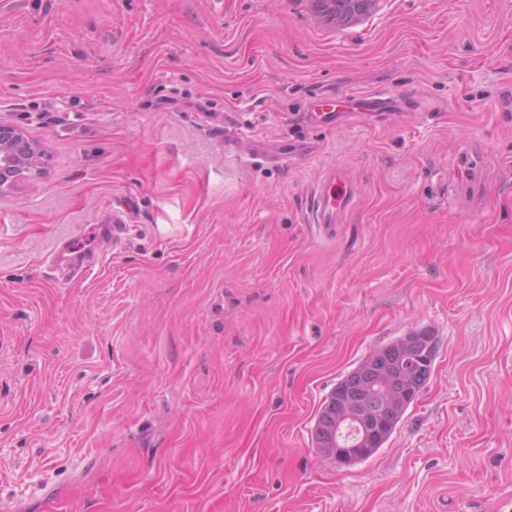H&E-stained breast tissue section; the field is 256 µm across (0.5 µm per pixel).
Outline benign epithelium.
Wrapping results in <instances>:
<instances>
[{
	"mask_svg": "<svg viewBox=\"0 0 512 512\" xmlns=\"http://www.w3.org/2000/svg\"><path fill=\"white\" fill-rule=\"evenodd\" d=\"M43 152L39 146L29 139L23 129L12 123L0 122V199L9 196L19 179L30 174H38L42 170ZM343 399L331 397L328 408L333 415L329 428L322 438L321 454L324 458L338 464H347L354 459H363L371 455L374 447L380 443L381 436L388 430L387 422L378 418L374 429L364 430L360 418L354 413L344 411L339 419H334ZM354 422L361 428L357 441L345 444L336 431V423Z\"/></svg>",
	"mask_w": 512,
	"mask_h": 512,
	"instance_id": "7a95c632",
	"label": "benign epithelium"
}]
</instances>
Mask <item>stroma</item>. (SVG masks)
I'll return each instance as SVG.
<instances>
[{
  "label": "stroma",
  "instance_id": "1",
  "mask_svg": "<svg viewBox=\"0 0 512 512\" xmlns=\"http://www.w3.org/2000/svg\"><path fill=\"white\" fill-rule=\"evenodd\" d=\"M423 104L347 127L313 94ZM0 120L44 172L0 202V512H512V0H0ZM246 133L318 146L234 161ZM360 206L303 222L323 168ZM120 214L84 278L53 269ZM439 339L389 440L349 465L320 408L372 351ZM317 13L327 22L345 24L357 16L364 15L373 7L374 0H318Z\"/></svg>",
  "mask_w": 512,
  "mask_h": 512
}]
</instances>
